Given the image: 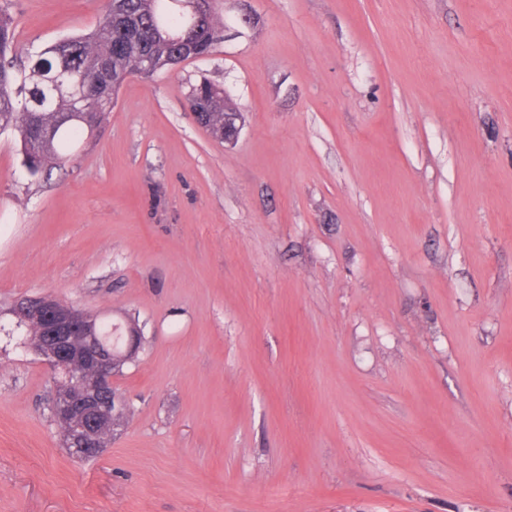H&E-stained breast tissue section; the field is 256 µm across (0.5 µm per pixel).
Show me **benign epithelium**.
Listing matches in <instances>:
<instances>
[{
    "mask_svg": "<svg viewBox=\"0 0 512 512\" xmlns=\"http://www.w3.org/2000/svg\"><path fill=\"white\" fill-rule=\"evenodd\" d=\"M243 126V113H224V143H234ZM23 315L36 327L32 348L64 377L54 389L50 409L54 422L70 426L65 447L79 457L103 454L128 421L116 379L140 352L141 327L128 320L124 344L115 349L104 343L97 320L54 297L26 304Z\"/></svg>",
    "mask_w": 512,
    "mask_h": 512,
    "instance_id": "obj_1",
    "label": "benign epithelium"
}]
</instances>
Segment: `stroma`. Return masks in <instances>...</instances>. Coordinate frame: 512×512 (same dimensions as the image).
Masks as SVG:
<instances>
[{
    "label": "stroma",
    "mask_w": 512,
    "mask_h": 512,
    "mask_svg": "<svg viewBox=\"0 0 512 512\" xmlns=\"http://www.w3.org/2000/svg\"><path fill=\"white\" fill-rule=\"evenodd\" d=\"M221 7L51 175L0 131V324L50 294L144 335L77 458L0 333V512H512V0ZM0 9L24 56L109 0ZM188 102L194 115L206 112V115L200 117L199 124L213 136L220 139L224 132L222 138L225 144H233L238 139L244 126L243 113L224 95L222 88L209 81L192 85L188 93ZM199 104L202 109H198Z\"/></svg>",
    "instance_id": "stroma-1"
}]
</instances>
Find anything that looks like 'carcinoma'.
Returning <instances> with one entry per match:
<instances>
[{"label":"carcinoma","instance_id":"carcinoma-1","mask_svg":"<svg viewBox=\"0 0 512 512\" xmlns=\"http://www.w3.org/2000/svg\"><path fill=\"white\" fill-rule=\"evenodd\" d=\"M197 16L187 0H111L106 16L88 34L57 42L25 60L17 58L13 19L0 11V131L16 133L32 173L52 170L93 133L112 108L126 76L148 59L159 70L190 56L210 53L224 25L220 0H204ZM89 107L74 111L78 94ZM199 124L219 138L224 111H240L224 90L203 81L190 88Z\"/></svg>","mask_w":512,"mask_h":512}]
</instances>
